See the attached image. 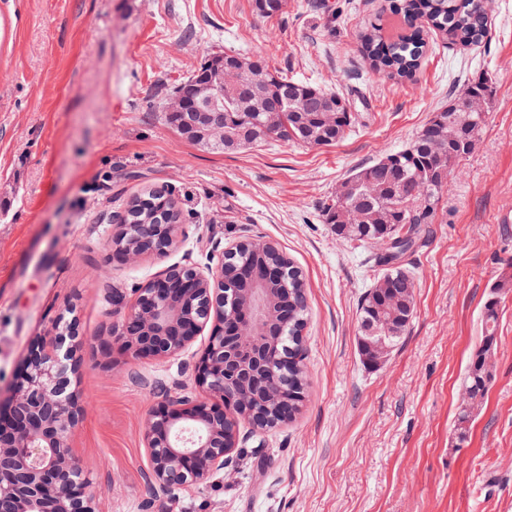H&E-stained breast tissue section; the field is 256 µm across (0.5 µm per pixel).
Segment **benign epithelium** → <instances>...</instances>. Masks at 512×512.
<instances>
[{
    "instance_id": "obj_1",
    "label": "benign epithelium",
    "mask_w": 512,
    "mask_h": 512,
    "mask_svg": "<svg viewBox=\"0 0 512 512\" xmlns=\"http://www.w3.org/2000/svg\"><path fill=\"white\" fill-rule=\"evenodd\" d=\"M197 107L192 118L205 136L223 141L224 112L209 98ZM132 229V224H119L112 236V251L126 261L144 255L121 244ZM141 232L154 241L156 254L174 243L173 224L143 225ZM278 275L269 269L250 276L241 290V309L230 321L224 320L222 266L204 273L173 264L137 289L131 301L112 296L114 306L127 310L114 334L135 357L175 355L216 318L198 362L197 382L229 411L181 398L150 413L143 442L160 487L201 484L226 467L236 443L234 423L243 419L258 429L275 427L273 406L263 400L288 403V392L272 386L267 365V350L277 343L267 285ZM79 345L74 329L55 325L32 349L21 380L0 399V504H8V512H100L88 472L74 461L69 445L81 415L78 399L67 392L69 374L79 368Z\"/></svg>"
}]
</instances>
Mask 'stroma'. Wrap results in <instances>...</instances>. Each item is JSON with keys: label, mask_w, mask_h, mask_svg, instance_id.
Here are the masks:
<instances>
[{"label": "stroma", "mask_w": 512, "mask_h": 512, "mask_svg": "<svg viewBox=\"0 0 512 512\" xmlns=\"http://www.w3.org/2000/svg\"><path fill=\"white\" fill-rule=\"evenodd\" d=\"M387 6L287 0L265 18L252 0H0V391L33 341L75 319L82 416L69 444L101 512H512V292L497 296L488 394L466 439L455 427L483 307L512 262V0H493L480 45L430 40L411 81L372 71L361 52V25ZM233 51L350 100L358 125L321 147L216 152L181 137L162 94ZM484 73L487 126L412 257L413 319L385 361L363 364L359 304L378 250L338 240L322 208ZM147 186L173 191L175 242L114 260L119 217ZM246 238L276 244L302 272L306 397L278 428L241 423L227 467L203 484L165 490L151 478L145 419L163 400L200 396L207 338L174 357H131L113 340L123 312L112 296L175 263L217 268Z\"/></svg>", "instance_id": "35a3bbf8"}]
</instances>
